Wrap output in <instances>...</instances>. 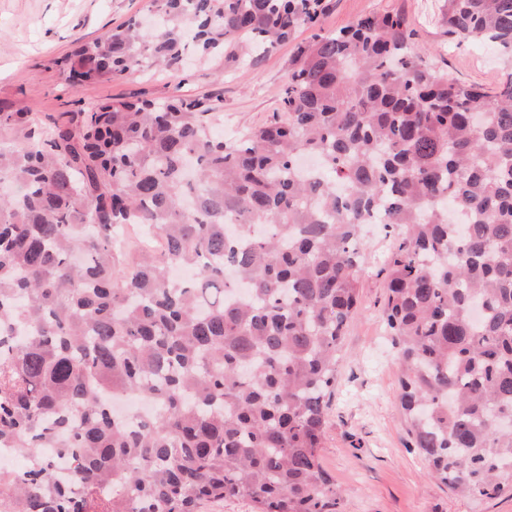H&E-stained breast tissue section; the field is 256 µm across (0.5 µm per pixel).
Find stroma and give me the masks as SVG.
Segmentation results:
<instances>
[{
    "mask_svg": "<svg viewBox=\"0 0 512 512\" xmlns=\"http://www.w3.org/2000/svg\"><path fill=\"white\" fill-rule=\"evenodd\" d=\"M320 20L332 32L377 13H402L417 46L439 69L466 84L495 88L508 67L487 43H456L446 33L447 0H325ZM148 0H0V99L25 108L42 126L115 97L210 99L214 128L225 138L281 111L290 58L311 28L245 65L187 55L178 70L148 67L110 81L72 85L58 66L76 39L90 40L134 15ZM394 234L380 224L365 232L360 304L343 340L320 450L323 468L341 494L342 512H512V493L461 497L431 480L413 448L398 400L401 376L382 305L381 269Z\"/></svg>",
    "mask_w": 512,
    "mask_h": 512,
    "instance_id": "1",
    "label": "stroma"
}]
</instances>
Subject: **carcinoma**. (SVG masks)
<instances>
[{
    "label": "carcinoma",
    "mask_w": 512,
    "mask_h": 512,
    "mask_svg": "<svg viewBox=\"0 0 512 512\" xmlns=\"http://www.w3.org/2000/svg\"><path fill=\"white\" fill-rule=\"evenodd\" d=\"M61 61L73 84L188 49L246 62L324 0H151ZM448 38L512 62V0H448ZM206 99L113 98L44 130L0 104V512H337L319 449L365 224L397 227L383 318L428 475L512 481V70L492 91L399 14L296 46L282 114L226 140ZM320 166L303 172L299 159ZM141 224L124 276L118 230ZM117 398L150 401L122 415Z\"/></svg>",
    "instance_id": "obj_1"
}]
</instances>
